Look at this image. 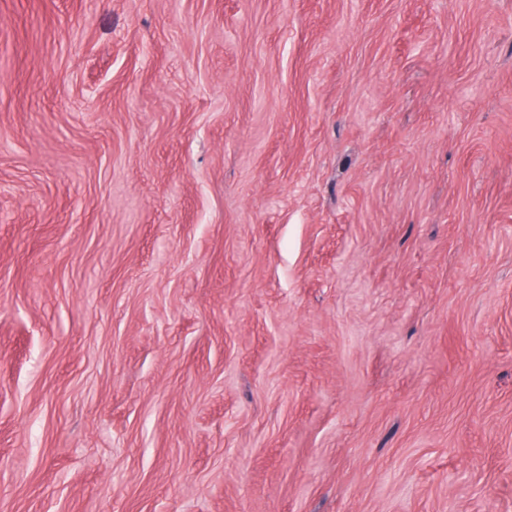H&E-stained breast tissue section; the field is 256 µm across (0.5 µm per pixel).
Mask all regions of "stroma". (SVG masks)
Returning <instances> with one entry per match:
<instances>
[{"label":"stroma","instance_id":"obj_1","mask_svg":"<svg viewBox=\"0 0 512 512\" xmlns=\"http://www.w3.org/2000/svg\"><path fill=\"white\" fill-rule=\"evenodd\" d=\"M0 512H512V0H0Z\"/></svg>","mask_w":512,"mask_h":512}]
</instances>
